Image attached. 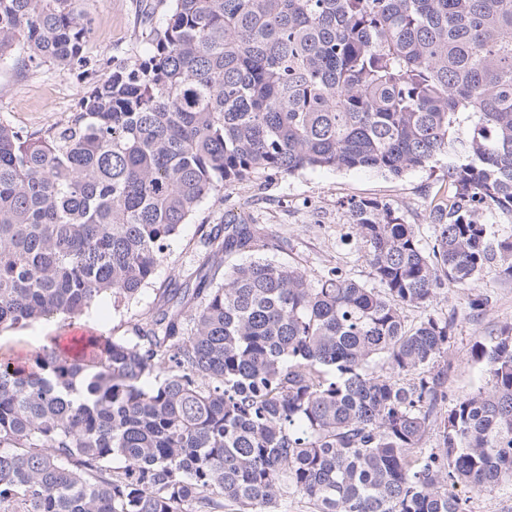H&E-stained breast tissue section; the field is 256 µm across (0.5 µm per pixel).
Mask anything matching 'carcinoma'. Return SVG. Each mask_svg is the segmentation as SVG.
<instances>
[{
	"instance_id": "1",
	"label": "carcinoma",
	"mask_w": 512,
	"mask_h": 512,
	"mask_svg": "<svg viewBox=\"0 0 512 512\" xmlns=\"http://www.w3.org/2000/svg\"><path fill=\"white\" fill-rule=\"evenodd\" d=\"M77 2L0 0L1 61L90 84L60 124L0 118V333L87 331L0 353V512H468L463 491L512 488V325L450 398L453 317L405 319L488 269L512 282V236L482 220L512 219V0H158L146 48L102 76ZM443 154L431 251L390 205L348 203L375 288L227 272L266 225L201 224L202 264L137 306L179 228L244 180ZM104 298L123 321L86 330Z\"/></svg>"
}]
</instances>
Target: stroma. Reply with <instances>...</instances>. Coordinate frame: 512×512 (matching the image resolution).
<instances>
[{"instance_id":"1","label":"stroma","mask_w":512,"mask_h":512,"mask_svg":"<svg viewBox=\"0 0 512 512\" xmlns=\"http://www.w3.org/2000/svg\"><path fill=\"white\" fill-rule=\"evenodd\" d=\"M145 0H80L90 18L86 52L103 69L125 58L137 39ZM87 90L76 76L50 70L33 72L13 62L0 63V115L15 126L38 130L63 121L74 112ZM448 180V158L439 156L425 168L394 178L369 169L347 171L305 170L292 176H274L238 184L223 200L204 201L192 223L186 224L172 243L166 262L158 267L156 286L167 285L179 269L199 264L195 250L196 228L201 224L251 220L269 228L273 244L261 250V258L304 267L311 274L329 268L371 283L364 247L356 235L348 201L374 198L390 203L405 223L415 228L424 250H431L436 231L429 215L437 195ZM487 297L483 310L473 311L476 295ZM453 317L451 339L442 359L448 362V393L475 390L482 383L480 371L469 360L476 337L494 335L512 323V282L485 271L477 290L445 289L434 297L428 310H406L408 323H418L426 312ZM61 330L60 323H36L26 329L0 334V350L31 356L44 337Z\"/></svg>"}]
</instances>
